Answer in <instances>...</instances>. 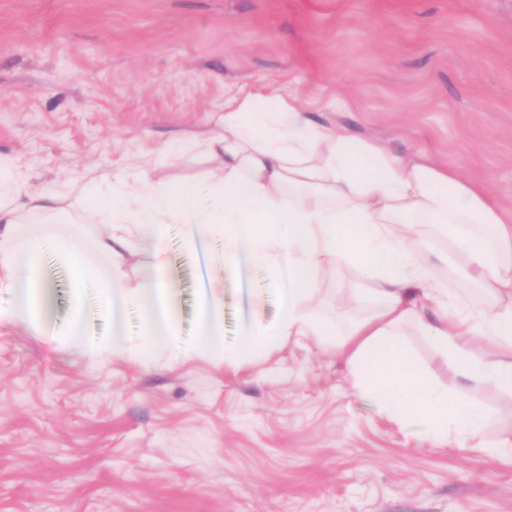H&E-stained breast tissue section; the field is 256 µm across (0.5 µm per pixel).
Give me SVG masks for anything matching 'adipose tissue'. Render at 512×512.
I'll use <instances>...</instances> for the list:
<instances>
[{"instance_id":"ef3b65f1","label":"adipose tissue","mask_w":512,"mask_h":512,"mask_svg":"<svg viewBox=\"0 0 512 512\" xmlns=\"http://www.w3.org/2000/svg\"><path fill=\"white\" fill-rule=\"evenodd\" d=\"M206 147L224 156L223 174L207 190L153 184L142 170L116 172L106 185L73 196L31 193L12 164L0 163V268L7 272L0 286L17 293L0 308V322L25 323L54 338L45 251L67 262L74 286L97 282L102 303L111 308L130 298L115 276L130 244L163 252L174 224L193 249L219 234L225 261L272 264L285 273L286 284L277 320L252 330L235 348L224 343L222 299L203 292L196 347L230 365L289 337L335 347L346 356L354 384L378 393L392 420L420 419L441 444L449 430L462 429L473 449L489 456L505 452L507 441L482 438L484 409L434 385L416 367L403 336L409 328L425 336L463 380L490 381L512 393V362L467 347L491 339L512 348V211L463 182L455 169L423 156L395 157L345 127L312 123L293 96L255 92L228 100L224 129ZM86 217L111 225V236L95 240L80 231L77 224ZM424 224L447 241L461 265L478 273L487 291L481 305L435 286L429 266L418 259ZM328 260L357 267L369 281L364 319L335 323L307 307ZM141 278L147 345L128 349L118 333L103 344L88 341L80 322H72L69 335L87 353L105 348L143 367L153 364L155 347L180 354L163 268L144 267Z\"/></svg>"}]
</instances>
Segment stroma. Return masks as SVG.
Masks as SVG:
<instances>
[{
	"label": "stroma",
	"mask_w": 512,
	"mask_h": 512,
	"mask_svg": "<svg viewBox=\"0 0 512 512\" xmlns=\"http://www.w3.org/2000/svg\"><path fill=\"white\" fill-rule=\"evenodd\" d=\"M257 90L455 168L512 210V0H0V158L30 191L142 163L155 183H214L218 162L186 144ZM223 256V240L203 255L176 229L119 275L134 294L142 267H164L187 344L200 289L216 288L234 344L276 318L280 282ZM420 260L439 287L481 293L447 245ZM45 275L59 325L78 312L91 338L111 336L95 290L75 295L58 258ZM364 285L327 264L314 304L361 317ZM405 340L433 384L484 408L487 440L512 435V394L459 379L414 330ZM0 512H512V454L485 456L454 429L437 447L310 340L233 366L159 348L144 369L1 324Z\"/></svg>",
	"instance_id": "35a3bbf8"
}]
</instances>
